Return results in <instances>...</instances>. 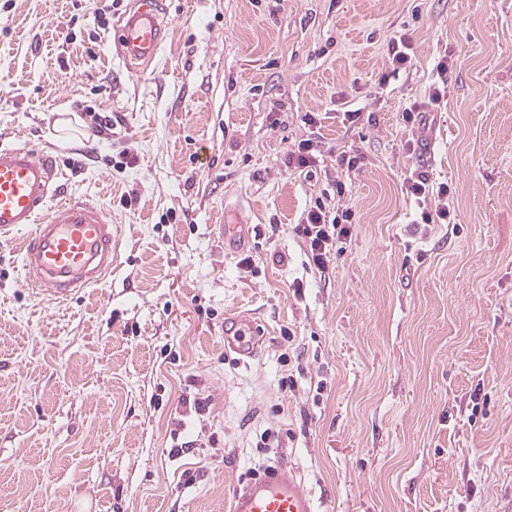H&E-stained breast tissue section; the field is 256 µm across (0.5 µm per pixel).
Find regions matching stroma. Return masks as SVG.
<instances>
[{"label": "stroma", "mask_w": 512, "mask_h": 512, "mask_svg": "<svg viewBox=\"0 0 512 512\" xmlns=\"http://www.w3.org/2000/svg\"><path fill=\"white\" fill-rule=\"evenodd\" d=\"M105 3L0 0V142L58 148L116 250L52 302L0 239V512H227L271 427L322 512H512V0H162L138 71L115 54L131 0ZM306 139L315 164L289 165ZM423 171L454 223L415 228ZM319 200L352 214L324 273L297 231ZM238 207L248 269L216 234ZM243 313L250 357L224 348ZM411 39L407 35H400L399 40L392 43V58L391 65L394 72H399L401 69H406L407 65L411 63Z\"/></svg>", "instance_id": "35a3bbf8"}]
</instances>
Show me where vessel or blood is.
Here are the masks:
<instances>
[{
  "label": "vessel or blood",
  "instance_id": "1",
  "mask_svg": "<svg viewBox=\"0 0 512 512\" xmlns=\"http://www.w3.org/2000/svg\"><path fill=\"white\" fill-rule=\"evenodd\" d=\"M155 0H135L117 29L118 56L126 65L150 62L167 38ZM55 154L27 144H0V236L23 233L21 268L28 286L42 299L65 301L98 285L112 270V216L105 208L65 190ZM249 226L233 217L225 244L242 250ZM224 347L251 355L256 327L245 315L232 319ZM229 512H317L315 501L286 465L265 477L232 485Z\"/></svg>",
  "mask_w": 512,
  "mask_h": 512
}]
</instances>
